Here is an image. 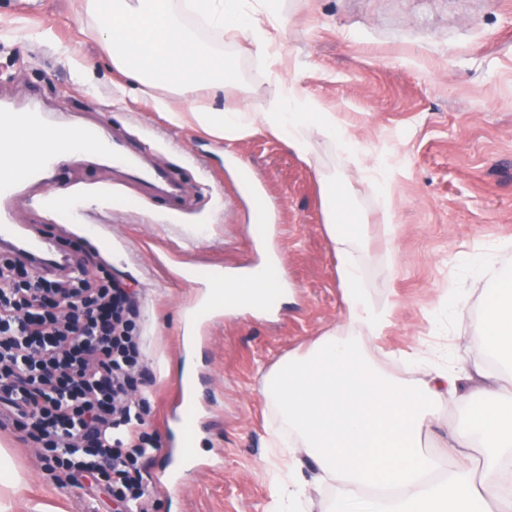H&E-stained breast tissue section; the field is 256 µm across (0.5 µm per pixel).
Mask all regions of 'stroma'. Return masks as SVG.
<instances>
[{
  "label": "stroma",
  "mask_w": 512,
  "mask_h": 512,
  "mask_svg": "<svg viewBox=\"0 0 512 512\" xmlns=\"http://www.w3.org/2000/svg\"><path fill=\"white\" fill-rule=\"evenodd\" d=\"M267 29L264 57L247 41L199 28L234 77L221 91L201 90L197 104L263 112L291 83L338 114L369 163L391 168L387 209L360 169L344 171L369 218L364 286L393 312L384 336L362 338L365 357L402 382L420 375L409 360L416 352L448 345L461 363H474L484 346L473 325L486 302L462 264L494 253L496 272L512 268V0H280ZM32 97L60 123L100 122L154 139L151 162L185 189L172 199L125 181L109 162L70 156L55 181L75 196L80 220L49 210L39 185L11 204L16 223L53 238L88 271L106 269L138 298L144 375L136 397L144 432L162 448L142 466L149 512H266L272 478L288 463L273 447L284 426L262 395L264 376L342 321L315 177L262 132L220 143L170 123L113 67L77 0H0V100ZM235 164L252 172L273 206L271 248L288 299L273 314L223 311L202 327L199 446L180 479L162 484L164 421L182 377L185 312L203 292L199 275L264 260L246 191L229 172ZM462 287L469 295L437 333L433 312ZM481 414L477 404L439 402L425 439L430 454L447 464L449 431L460 416ZM6 443L23 476L10 494L12 512L37 503L50 512H121L91 478L80 491L59 487L36 450L13 435Z\"/></svg>",
  "instance_id": "obj_1"
}]
</instances>
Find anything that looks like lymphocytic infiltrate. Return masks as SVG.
Instances as JSON below:
<instances>
[{
    "label": "lymphocytic infiltrate",
    "instance_id": "lymphocytic-infiltrate-1",
    "mask_svg": "<svg viewBox=\"0 0 512 512\" xmlns=\"http://www.w3.org/2000/svg\"><path fill=\"white\" fill-rule=\"evenodd\" d=\"M136 299L111 276L67 280L0 257V426L36 445L59 486L91 475L126 512H148L141 463L157 451L133 391Z\"/></svg>",
    "mask_w": 512,
    "mask_h": 512
}]
</instances>
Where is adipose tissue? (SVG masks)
Returning a JSON list of instances; mask_svg holds the SVG:
<instances>
[{
    "instance_id": "1",
    "label": "adipose tissue",
    "mask_w": 512,
    "mask_h": 512,
    "mask_svg": "<svg viewBox=\"0 0 512 512\" xmlns=\"http://www.w3.org/2000/svg\"><path fill=\"white\" fill-rule=\"evenodd\" d=\"M80 0L82 14L97 21V36L113 66L151 96L155 110L175 124L193 119L220 141L232 142L262 131L285 143L316 176L323 198V229L336 257L344 306L340 328L332 329L301 355L274 367L263 394L288 428L282 455L293 466L287 479L270 487L274 512H311L306 478L299 467L309 459L319 483L337 481L336 512H512V485L500 471L512 456V395L474 385L483 363L459 368L451 350L421 357L426 372L414 382H398L370 365L357 343L361 336H380L391 311L373 304L361 274L362 228L367 221L352 203L347 183L328 170L316 141L324 139L341 164L359 161L358 143L335 113L296 91L274 96L263 112L194 106L200 88L218 90L232 69L196 38L183 15L201 16L214 33L242 38L257 51L270 41L260 18L272 0ZM188 102L176 110L174 99ZM487 317L475 332L491 348L512 358V276L489 290ZM483 400L478 423L453 429L451 454L462 462L445 470L439 481L427 480L434 462L423 446L435 406L444 395ZM484 458L481 476L466 465L473 453Z\"/></svg>"
}]
</instances>
